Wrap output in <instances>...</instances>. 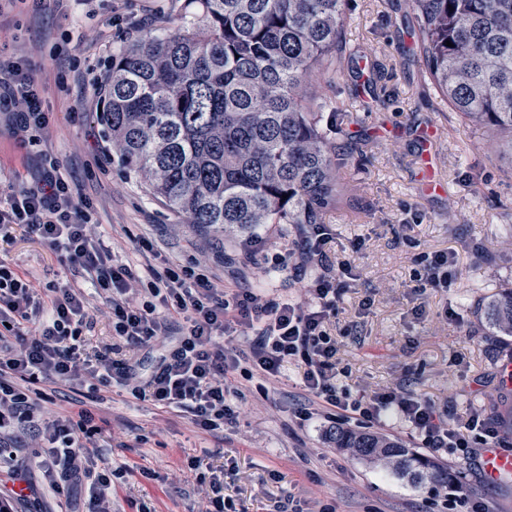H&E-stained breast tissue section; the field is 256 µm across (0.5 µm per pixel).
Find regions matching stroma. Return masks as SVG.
Wrapping results in <instances>:
<instances>
[{"label":"stroma","mask_w":512,"mask_h":512,"mask_svg":"<svg viewBox=\"0 0 512 512\" xmlns=\"http://www.w3.org/2000/svg\"><path fill=\"white\" fill-rule=\"evenodd\" d=\"M185 0H44L36 11L0 17V53L35 67L50 116L47 138L20 144L0 115V175L29 181L46 155L93 205V221L114 252L133 266L161 259L194 263L229 288L258 284L265 254L294 248L301 224H263L264 252L244 257L240 239L206 232L169 212L144 177L128 173L96 119L112 56L149 33L177 31ZM340 36L342 60L325 57L305 85L314 111L335 121L333 141L347 203L328 212L329 259L349 263V283L329 324L336 364L351 397L404 386L436 405L456 425L472 411L490 418L512 454V383L500 366L512 336L495 334L478 311L512 287V170L490 135L465 127L442 102L416 52L408 0H347ZM434 127L430 165L440 182L426 191L420 129ZM151 247L137 250L138 239ZM448 254L444 288L421 289L422 253ZM0 260L26 271L38 287L85 286L82 269L59 262L42 243L17 232L0 247ZM300 363L284 366L267 385L252 369L232 383L244 394L242 414L224 431L196 428L188 414L134 398L95 381H46L38 389L51 409H91L104 421L96 455L117 468L112 512H200L201 480L224 476V498L235 512H271L289 490L303 512H466L430 505L438 484L412 485L383 467L330 443L326 432L359 429L336 418L303 388ZM309 408V422L298 419ZM37 449L18 452L13 466L29 490L17 512H82L85 492L61 500L43 482ZM482 449L436 455L437 463L466 476L469 503L512 512V478L488 481Z\"/></svg>","instance_id":"stroma-1"}]
</instances>
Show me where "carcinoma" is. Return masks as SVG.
<instances>
[{
    "instance_id": "obj_1",
    "label": "carcinoma",
    "mask_w": 512,
    "mask_h": 512,
    "mask_svg": "<svg viewBox=\"0 0 512 512\" xmlns=\"http://www.w3.org/2000/svg\"><path fill=\"white\" fill-rule=\"evenodd\" d=\"M187 2L176 32L112 55L98 117L105 137L192 224L233 236L322 223L344 194L331 128L301 87L336 49L345 0ZM409 2L415 49L441 100L512 163V0ZM483 316L512 335V288ZM328 437L413 485L448 481V470L398 441L340 426Z\"/></svg>"
}]
</instances>
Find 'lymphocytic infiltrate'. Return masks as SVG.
I'll use <instances>...</instances> for the list:
<instances>
[{"instance_id":"1","label":"lymphocytic infiltrate","mask_w":512,"mask_h":512,"mask_svg":"<svg viewBox=\"0 0 512 512\" xmlns=\"http://www.w3.org/2000/svg\"><path fill=\"white\" fill-rule=\"evenodd\" d=\"M43 97L24 60L0 57V112L18 139L39 141L49 130ZM23 231L46 245L61 262L84 270L88 288L51 286L43 296L27 273L0 261V454L23 441L41 450L39 466L47 486L69 496L75 484L88 491L86 512H112V471L98 467L92 449L103 428L94 414L40 418L29 395L50 380L128 389L139 400L189 415L206 432L237 419L243 395L228 377L247 363L277 381L282 367L301 362L304 389L334 415L353 413L370 426L393 419L433 452L498 448L502 439L480 412L464 427L451 424L430 401L399 387L369 398H351L336 369V342L326 325L351 265L333 268L326 246L327 225H309L297 248L268 257L270 278L260 288H227L197 265L164 261L138 272L113 251L92 222V207L59 164L46 160L26 188L0 192V243ZM303 268L296 294L280 292L273 277L289 260ZM102 298L112 320L110 346L87 350L93 325L88 292ZM181 319L173 329V319ZM253 333L248 348L225 346L228 337ZM161 352L150 374L139 354Z\"/></svg>"}]
</instances>
